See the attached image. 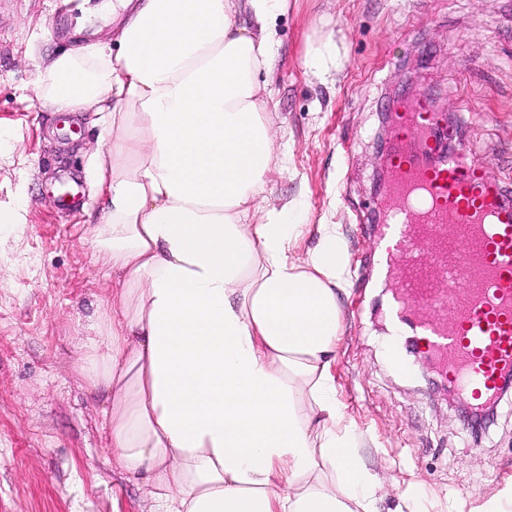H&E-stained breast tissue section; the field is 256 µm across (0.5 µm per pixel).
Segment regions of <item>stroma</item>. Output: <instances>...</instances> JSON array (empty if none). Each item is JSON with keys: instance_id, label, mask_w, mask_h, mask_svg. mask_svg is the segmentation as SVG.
<instances>
[{"instance_id": "stroma-1", "label": "stroma", "mask_w": 512, "mask_h": 512, "mask_svg": "<svg viewBox=\"0 0 512 512\" xmlns=\"http://www.w3.org/2000/svg\"><path fill=\"white\" fill-rule=\"evenodd\" d=\"M80 22L99 25L53 0H0V512L152 508L112 467L104 400L79 372L115 284L92 234L96 116L36 98L44 62L78 47ZM274 31L276 61L260 81L291 156L269 199L303 197L310 223L336 225L346 243L334 375L363 464L387 479L378 512H481L512 489V392L470 430L441 399L438 372L423 376V347L404 344L408 370L394 371L393 284L368 263L382 221L378 134L404 79L512 194V0H289ZM328 36L340 69L321 80L303 60ZM17 213L23 223H11Z\"/></svg>"}]
</instances>
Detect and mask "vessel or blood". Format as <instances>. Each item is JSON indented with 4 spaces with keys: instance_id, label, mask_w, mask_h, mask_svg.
<instances>
[{
    "instance_id": "obj_1",
    "label": "vessel or blood",
    "mask_w": 512,
    "mask_h": 512,
    "mask_svg": "<svg viewBox=\"0 0 512 512\" xmlns=\"http://www.w3.org/2000/svg\"><path fill=\"white\" fill-rule=\"evenodd\" d=\"M386 222L373 262L395 282L386 311L399 339L423 344L469 406L512 373V201L455 128L438 137L426 98L393 106ZM388 360L403 368L398 344Z\"/></svg>"
}]
</instances>
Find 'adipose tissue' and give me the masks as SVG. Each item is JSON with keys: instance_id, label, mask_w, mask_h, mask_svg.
<instances>
[{"instance_id": "adipose-tissue-1", "label": "adipose tissue", "mask_w": 512, "mask_h": 512, "mask_svg": "<svg viewBox=\"0 0 512 512\" xmlns=\"http://www.w3.org/2000/svg\"><path fill=\"white\" fill-rule=\"evenodd\" d=\"M288 0H112L115 39L44 68L43 108L98 115V252L116 276L80 372L152 512H377L337 396L336 225L270 203L288 162L262 94ZM316 234L305 257L294 254Z\"/></svg>"}]
</instances>
